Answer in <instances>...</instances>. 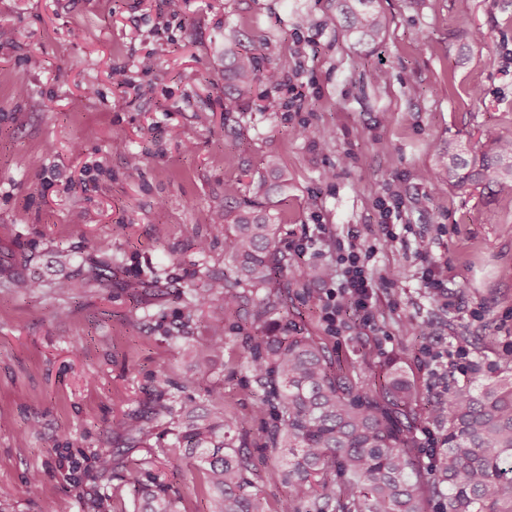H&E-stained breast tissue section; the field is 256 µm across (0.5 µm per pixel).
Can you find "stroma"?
<instances>
[{"label": "stroma", "instance_id": "35a3bbf8", "mask_svg": "<svg viewBox=\"0 0 512 512\" xmlns=\"http://www.w3.org/2000/svg\"><path fill=\"white\" fill-rule=\"evenodd\" d=\"M382 42L343 35L336 0H0V269L37 282L0 286V512H139L127 482L157 446L175 497L208 512L205 478L155 416L159 378L184 399L218 407L262 456L266 415L238 358L241 319H224V355L209 368L206 314L178 329L179 291L196 272L227 270L224 187L267 171L288 180L274 211L280 245L322 224L316 264L340 246H375L380 329L330 330L324 283L289 280L288 317L351 368L397 365L423 399L467 378L439 381L426 350L465 356L495 375L512 353V195L490 185L450 186L440 148L480 147L484 132L512 138V0H376ZM276 45L262 61L281 81L275 107L260 87L231 115L224 48ZM151 55L157 66L137 62ZM39 57L33 67L31 57ZM142 162L131 167V155ZM393 207L395 240L380 223ZM439 262L447 298L418 278L415 240ZM204 241L205 253L194 244ZM102 286L54 289L90 262ZM427 323L432 335L409 333ZM135 412L139 441L113 433ZM105 448L116 463L97 481L85 469Z\"/></svg>", "mask_w": 512, "mask_h": 512}]
</instances>
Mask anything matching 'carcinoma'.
Wrapping results in <instances>:
<instances>
[{
  "mask_svg": "<svg viewBox=\"0 0 512 512\" xmlns=\"http://www.w3.org/2000/svg\"><path fill=\"white\" fill-rule=\"evenodd\" d=\"M356 43L375 40L381 29L374 0H339ZM224 78L237 91L263 82L278 84L276 70L263 71L252 52L224 56ZM487 149L463 152L448 143V182L461 188L493 182L512 194V139L489 131ZM252 194L224 187V210L212 223L224 225L225 256L231 270L203 272L182 292V323L208 308L213 355L224 352V316L240 311L260 327L245 336L240 365L262 392L260 410L270 415L266 451L280 458L288 496L271 507L257 491L258 468L247 451L246 434H232L224 411L182 401L168 381H158L159 412L175 418L176 444L205 475L211 512H424L436 501L438 512H512V373L486 378L475 374L444 402L431 406L429 419L441 427L435 464L416 452V388L398 371L368 375L359 389L333 369L324 348L275 315L288 307V285L275 276L297 271L279 247L278 217L270 196L288 190L287 181L251 183ZM102 282L93 264L62 291ZM115 431L138 441L140 416L132 414ZM129 483L142 500V512H179L170 484L153 473L152 462L133 469Z\"/></svg>",
  "mask_w": 512,
  "mask_h": 512,
  "instance_id": "cac0c4a2",
  "label": "carcinoma"
}]
</instances>
